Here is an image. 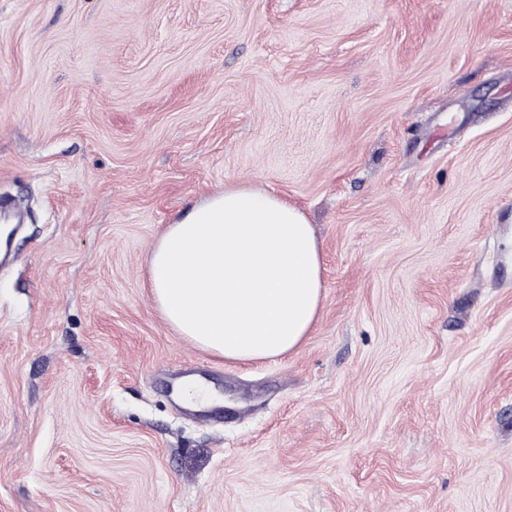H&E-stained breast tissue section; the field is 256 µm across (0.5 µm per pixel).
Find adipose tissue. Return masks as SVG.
<instances>
[{
    "mask_svg": "<svg viewBox=\"0 0 512 512\" xmlns=\"http://www.w3.org/2000/svg\"><path fill=\"white\" fill-rule=\"evenodd\" d=\"M148 281L169 327L238 361L293 351L323 302L313 225L252 186L225 188L168 225L151 251Z\"/></svg>",
    "mask_w": 512,
    "mask_h": 512,
    "instance_id": "obj_1",
    "label": "adipose tissue"
}]
</instances>
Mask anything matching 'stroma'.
Here are the masks:
<instances>
[{"mask_svg": "<svg viewBox=\"0 0 512 512\" xmlns=\"http://www.w3.org/2000/svg\"><path fill=\"white\" fill-rule=\"evenodd\" d=\"M239 185L321 247L257 362L148 287ZM0 196V512H512V0H0Z\"/></svg>", "mask_w": 512, "mask_h": 512, "instance_id": "stroma-1", "label": "stroma"}]
</instances>
